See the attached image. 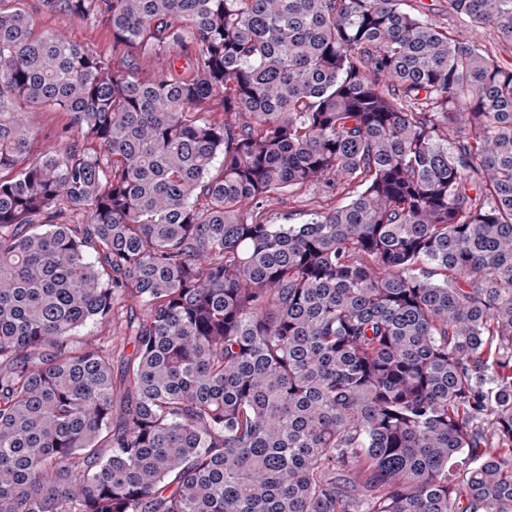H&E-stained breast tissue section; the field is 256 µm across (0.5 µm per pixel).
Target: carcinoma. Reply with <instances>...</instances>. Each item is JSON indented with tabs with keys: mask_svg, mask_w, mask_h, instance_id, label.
Here are the masks:
<instances>
[{
	"mask_svg": "<svg viewBox=\"0 0 512 512\" xmlns=\"http://www.w3.org/2000/svg\"><path fill=\"white\" fill-rule=\"evenodd\" d=\"M400 2L0 0V512H512V67ZM69 39L101 53H112V34L105 27L89 28L77 22L60 24ZM29 120L32 126L45 135L51 133L56 127L67 124L70 116L58 110L39 109L30 112ZM348 195L327 194L311 186L302 190L289 189L283 199L266 207L263 214L268 224H298L309 218L316 210H329L340 207L349 201ZM288 213H292L288 216ZM290 217V219H287ZM118 336L119 330L116 323H112V328L96 323H88L87 325L79 328L75 333V337L78 340L89 344H96L112 337L114 348L116 345L119 346Z\"/></svg>",
	"mask_w": 512,
	"mask_h": 512,
	"instance_id": "cac0c4a2",
	"label": "carcinoma"
}]
</instances>
